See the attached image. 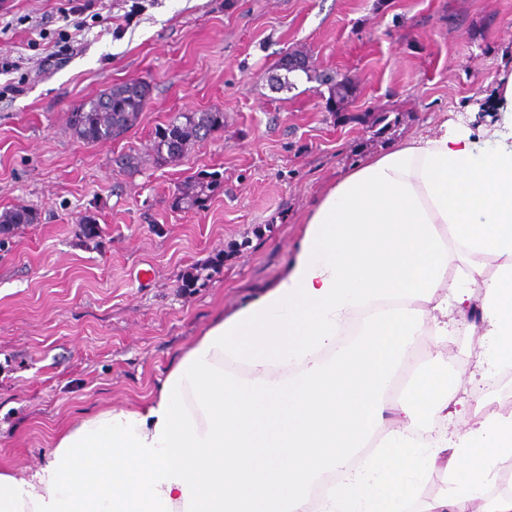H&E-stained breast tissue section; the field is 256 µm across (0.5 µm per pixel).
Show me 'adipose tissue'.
Masks as SVG:
<instances>
[{"label": "adipose tissue", "instance_id": "adipose-tissue-1", "mask_svg": "<svg viewBox=\"0 0 512 512\" xmlns=\"http://www.w3.org/2000/svg\"><path fill=\"white\" fill-rule=\"evenodd\" d=\"M473 288L487 367L511 368L512 125L480 147L446 120L339 178L283 273L213 322L155 397L61 430L36 469L0 471V512H512L491 495L512 468V414L449 440L435 422L475 410L442 361L413 367ZM437 470L448 490L425 496Z\"/></svg>", "mask_w": 512, "mask_h": 512}]
</instances>
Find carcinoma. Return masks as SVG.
Segmentation results:
<instances>
[{"mask_svg": "<svg viewBox=\"0 0 512 512\" xmlns=\"http://www.w3.org/2000/svg\"><path fill=\"white\" fill-rule=\"evenodd\" d=\"M150 93V87L128 83L116 84L70 112L69 128L82 141L93 144L116 140L137 121ZM224 128V113H180L173 120L155 131L154 155L162 161L169 157L180 159L190 143L206 138L211 132ZM218 185L217 174L200 170L190 178L187 187L178 191L175 205L201 204L209 192ZM37 218L33 209L16 206L0 214V233L8 234L21 224H32Z\"/></svg>", "mask_w": 512, "mask_h": 512, "instance_id": "carcinoma-1", "label": "carcinoma"}]
</instances>
